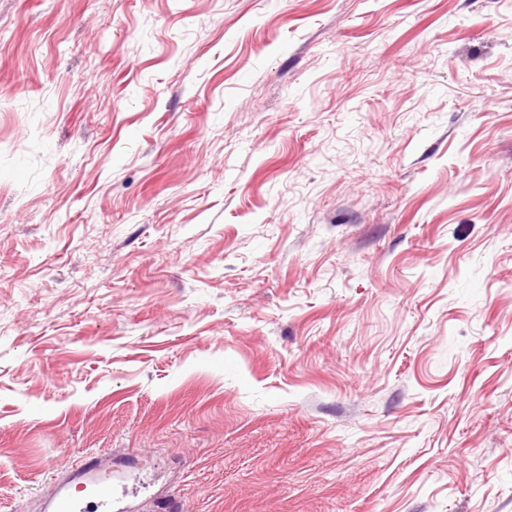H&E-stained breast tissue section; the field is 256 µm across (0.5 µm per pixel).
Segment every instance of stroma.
<instances>
[{
    "label": "stroma",
    "mask_w": 512,
    "mask_h": 512,
    "mask_svg": "<svg viewBox=\"0 0 512 512\" xmlns=\"http://www.w3.org/2000/svg\"><path fill=\"white\" fill-rule=\"evenodd\" d=\"M512 512V0H0V512Z\"/></svg>",
    "instance_id": "35a3bbf8"
}]
</instances>
